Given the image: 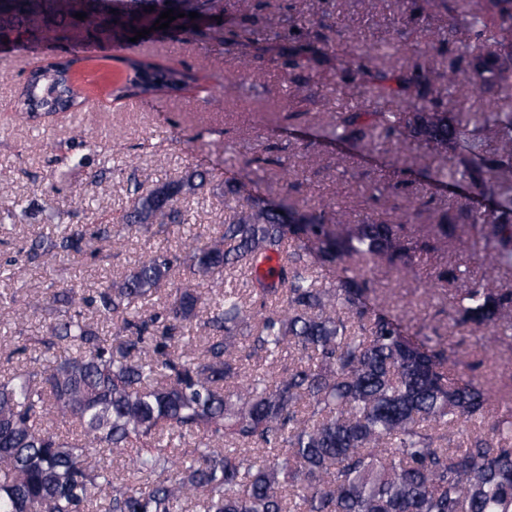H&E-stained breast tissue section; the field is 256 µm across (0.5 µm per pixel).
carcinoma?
Segmentation results:
<instances>
[{"instance_id": "1", "label": "carcinoma", "mask_w": 512, "mask_h": 512, "mask_svg": "<svg viewBox=\"0 0 512 512\" xmlns=\"http://www.w3.org/2000/svg\"><path fill=\"white\" fill-rule=\"evenodd\" d=\"M109 2L116 13L89 0H0V46L70 51L28 73L15 111L86 110L88 100L68 85L82 61L76 51L116 43L123 29H149L168 9L186 16L163 35L224 40L211 22L223 0ZM81 12L86 18L76 19ZM487 14L492 30L476 37L493 45L482 55L450 47L435 65L408 70L396 90L384 68L348 72L352 96L396 91L408 109L394 121L384 112H338L329 132L338 141L414 138L439 155L465 151L438 180L495 205L465 202L436 229L446 236L469 228L487 272L476 278L456 262L437 281L453 326L511 343L512 290L497 287L493 273L512 269V117L480 112L463 124L428 111L442 81L463 96L492 81L512 105V0H482L462 17L476 26ZM125 47L131 53L121 63L134 77L113 89L117 100L178 93L195 80L189 65L163 66ZM487 131L498 143L492 157L482 148ZM205 183L198 171L153 187L134 181L125 228L189 223ZM416 215L350 224L340 211L253 198L232 220L193 234L189 276L170 301L163 295L177 258L167 250L91 294L52 291L58 353L0 379V512H512V412L496 410L476 381L484 360L450 376L446 348L409 335L367 301L372 263L411 265L433 249L408 233ZM88 237L107 242L110 234L57 224L26 255L79 254ZM310 242L319 245L313 259ZM272 259L277 268L261 272ZM317 263L342 276L321 279ZM201 313L205 341H182ZM51 417L66 429L47 425ZM118 457L145 482L117 481L110 462Z\"/></svg>"}]
</instances>
